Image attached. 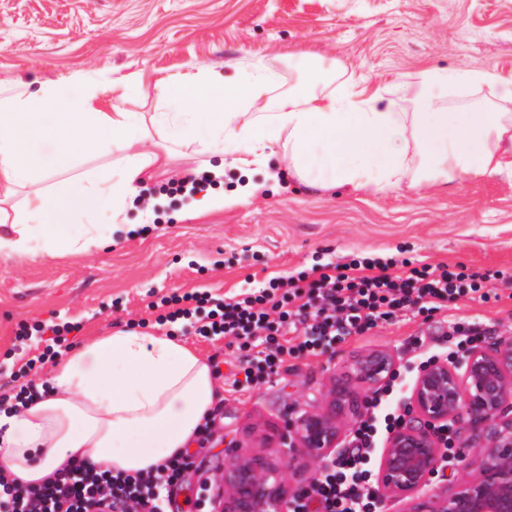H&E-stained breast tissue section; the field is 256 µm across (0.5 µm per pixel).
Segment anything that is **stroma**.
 <instances>
[{
  "label": "stroma",
  "instance_id": "obj_1",
  "mask_svg": "<svg viewBox=\"0 0 512 512\" xmlns=\"http://www.w3.org/2000/svg\"><path fill=\"white\" fill-rule=\"evenodd\" d=\"M257 58L280 79L250 104L255 116L306 87L316 61L335 66L337 83L355 82L367 95L385 90L396 111L407 112L414 77L425 69L484 70L512 87V0H0L1 99L82 75L100 83L99 111L148 115L166 108L159 82L199 68L229 79ZM134 74L139 88L126 92ZM138 148L166 153L167 162L126 215L136 235L113 233L87 253L0 257V399L37 388L53 365L42 357L47 336L16 341L23 322L69 323L76 348L118 326L155 330L152 304L161 297H231L354 254L512 273V172L375 194L301 183L281 155L246 172L225 167L206 194L191 195L179 179L190 169L207 173L204 156L185 145L167 150L154 130ZM206 195L223 197V205L199 208ZM497 289L499 300L463 298L430 317L346 338L324 355L289 359L243 395L231 387L236 348L195 336L182 320L181 336L219 367L223 397L213 438L192 449L174 512H196L232 451L277 446L290 417L321 407L329 383L355 386L357 357L386 351L402 369L416 355L442 354L455 319L497 333L512 326V283Z\"/></svg>",
  "mask_w": 512,
  "mask_h": 512
}]
</instances>
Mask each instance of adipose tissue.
Listing matches in <instances>:
<instances>
[{
    "label": "adipose tissue",
    "mask_w": 512,
    "mask_h": 512,
    "mask_svg": "<svg viewBox=\"0 0 512 512\" xmlns=\"http://www.w3.org/2000/svg\"><path fill=\"white\" fill-rule=\"evenodd\" d=\"M335 72L314 66L308 89L282 98L269 116L247 112L279 74L264 60L242 66L234 82L206 71L159 85L165 111L152 126L220 163L246 167L286 151L291 172L323 188L384 192L482 176L512 167V89L486 72H419L414 109L398 112L382 92L335 86ZM48 88L0 99V256L51 257L100 243L97 217L123 220L151 170L165 158L133 151L143 136L139 114L100 112L95 85ZM484 85L489 109L439 104L451 86ZM124 152L102 172H77L50 183L49 165L87 151ZM79 214L90 222L74 225ZM48 393L25 408L0 411V470L22 485L54 479L73 462L128 473L156 468L185 450L213 408L220 383L208 363L166 331L116 327L59 358Z\"/></svg>",
    "instance_id": "adipose-tissue-1"
}]
</instances>
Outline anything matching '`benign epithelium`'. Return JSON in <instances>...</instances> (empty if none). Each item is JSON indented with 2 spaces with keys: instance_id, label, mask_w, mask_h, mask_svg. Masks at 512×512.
<instances>
[{
  "instance_id": "obj_1",
  "label": "benign epithelium",
  "mask_w": 512,
  "mask_h": 512,
  "mask_svg": "<svg viewBox=\"0 0 512 512\" xmlns=\"http://www.w3.org/2000/svg\"><path fill=\"white\" fill-rule=\"evenodd\" d=\"M395 366L386 351L358 357L353 372L361 391L332 386L319 410L288 422L283 451L230 460L215 482L218 493L205 497L209 512H291L303 487L287 483L284 469L304 460L325 463L340 443L344 418L370 410L372 391ZM446 428L463 468L451 487L437 491ZM375 480L379 502L403 501V512H512L511 327L492 346L421 369L411 386L407 422L388 435Z\"/></svg>"
}]
</instances>
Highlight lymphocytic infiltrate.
Listing matches in <instances>:
<instances>
[{
	"label": "lymphocytic infiltrate",
	"instance_id": "obj_1",
	"mask_svg": "<svg viewBox=\"0 0 512 512\" xmlns=\"http://www.w3.org/2000/svg\"><path fill=\"white\" fill-rule=\"evenodd\" d=\"M505 277L499 269L465 271L445 263L416 266L407 258L353 256L319 267L314 278L303 271L269 279L238 299H215L204 292L165 296L160 303L167 311L157 321L176 322L189 316L187 302L197 303L204 314L196 321L195 335L235 342L242 373L236 385L247 391L268 381L288 357L325 354L348 337L447 309L465 296L489 301L496 295V282ZM403 422L393 412L361 422L351 449L331 461L309 496L296 500L294 512H309L314 501L321 512H379L368 467L370 450L379 434ZM192 464L187 453L135 474L80 463L38 487L19 486L0 474V512H89L93 504L98 512H158Z\"/></svg>",
	"mask_w": 512,
	"mask_h": 512
}]
</instances>
